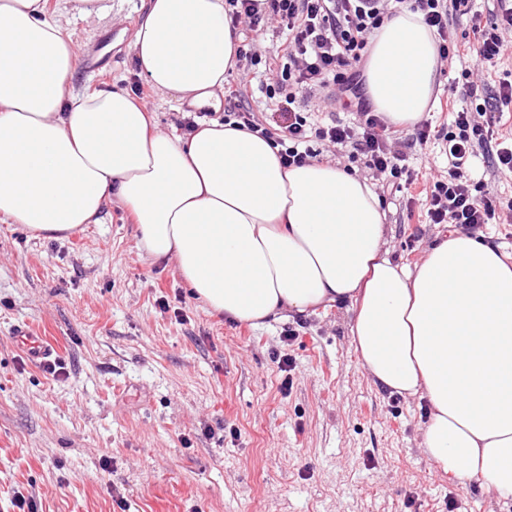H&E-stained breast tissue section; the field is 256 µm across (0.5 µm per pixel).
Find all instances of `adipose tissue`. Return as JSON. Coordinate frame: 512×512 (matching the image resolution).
Listing matches in <instances>:
<instances>
[{"mask_svg":"<svg viewBox=\"0 0 512 512\" xmlns=\"http://www.w3.org/2000/svg\"><path fill=\"white\" fill-rule=\"evenodd\" d=\"M143 2L138 76L181 102L216 98L238 47L224 0ZM77 60L47 0H0V219L60 238L120 202L142 250L255 326L353 301L373 383L431 406L427 458L512 497V263L498 247L457 231L416 268L393 264L365 180L319 162L283 167L270 140L218 121L157 131L131 91L75 90ZM437 66L420 14L385 20L364 64L374 110L398 126L420 120Z\"/></svg>","mask_w":512,"mask_h":512,"instance_id":"adipose-tissue-1","label":"adipose tissue"}]
</instances>
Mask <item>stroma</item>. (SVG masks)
<instances>
[{
	"label": "stroma",
	"mask_w": 512,
	"mask_h": 512,
	"mask_svg": "<svg viewBox=\"0 0 512 512\" xmlns=\"http://www.w3.org/2000/svg\"><path fill=\"white\" fill-rule=\"evenodd\" d=\"M110 3L95 25L71 21L80 55L112 37L111 64L77 68L75 88H126L157 130L178 132L192 105L151 89L129 50L142 0ZM469 5L448 16L452 44L497 8ZM472 68L439 64L424 114L436 128L450 120L440 99L469 102ZM399 133L415 185L370 186L387 256L412 266L453 231L428 222L421 195L448 159L440 140L419 144L410 125ZM353 317L349 301L264 326L213 312L174 262L140 249L119 204L63 239L0 222V512H18L20 494L37 512H512V498L481 477L449 481L424 455L427 404L374 385L354 350ZM19 322L55 348L59 375L13 344ZM279 354L291 371L278 370Z\"/></svg>",
	"instance_id": "obj_1"
}]
</instances>
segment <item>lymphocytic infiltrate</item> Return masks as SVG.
Masks as SVG:
<instances>
[{
	"label": "lymphocytic infiltrate",
	"instance_id": "obj_1",
	"mask_svg": "<svg viewBox=\"0 0 512 512\" xmlns=\"http://www.w3.org/2000/svg\"><path fill=\"white\" fill-rule=\"evenodd\" d=\"M232 28L260 31L276 21L282 40L274 56L268 98L269 121H261L246 103L244 87L224 90V123L260 134L279 145L285 167H300L324 150L350 147L366 158L373 177L397 179L406 174V155L396 149L390 122L360 98L359 65L369 40L384 20L405 8L422 15L439 37L440 59H448V15L468 0H225ZM490 26L473 25L465 52L480 67H496L512 58V0H497ZM358 99L355 125L315 124L306 111L309 100L332 105L345 97ZM512 110V78L500 79L495 93L476 106H452V121L444 137L448 168L437 174L426 192L427 216L433 224L474 230L484 224H511L512 199L493 202L475 194L468 176L477 149L493 148L497 171L512 172V141L496 125Z\"/></svg>",
	"mask_w": 512,
	"mask_h": 512
}]
</instances>
